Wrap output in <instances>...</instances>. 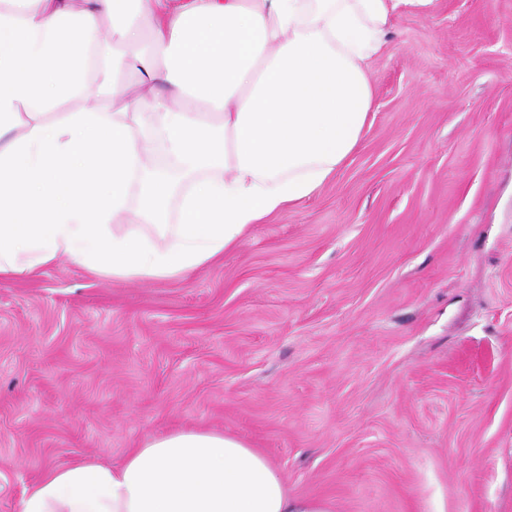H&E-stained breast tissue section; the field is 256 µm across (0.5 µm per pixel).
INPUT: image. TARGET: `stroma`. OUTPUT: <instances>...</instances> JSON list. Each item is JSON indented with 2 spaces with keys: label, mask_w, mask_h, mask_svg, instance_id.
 <instances>
[{
  "label": "stroma",
  "mask_w": 512,
  "mask_h": 512,
  "mask_svg": "<svg viewBox=\"0 0 512 512\" xmlns=\"http://www.w3.org/2000/svg\"><path fill=\"white\" fill-rule=\"evenodd\" d=\"M119 51L151 95L147 43ZM367 73L347 165L213 263L0 279V512L175 428L334 512H512V0L399 10Z\"/></svg>",
  "instance_id": "1"
}]
</instances>
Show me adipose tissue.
Returning <instances> with one entry per match:
<instances>
[{
	"label": "adipose tissue",
	"instance_id": "obj_1",
	"mask_svg": "<svg viewBox=\"0 0 512 512\" xmlns=\"http://www.w3.org/2000/svg\"><path fill=\"white\" fill-rule=\"evenodd\" d=\"M5 0L0 8V278L33 276L59 256L98 276L177 279L239 246L252 225L332 180L370 120L367 62L402 7L424 0ZM116 44L150 38L159 85L44 118L84 92L102 17ZM188 98L193 108L173 109ZM167 135L191 186L166 246L141 227L173 192L148 169L144 127ZM142 186L132 209L133 182ZM21 512H332L293 496L269 459L239 439L180 430L117 465L47 470Z\"/></svg>",
	"mask_w": 512,
	"mask_h": 512
}]
</instances>
